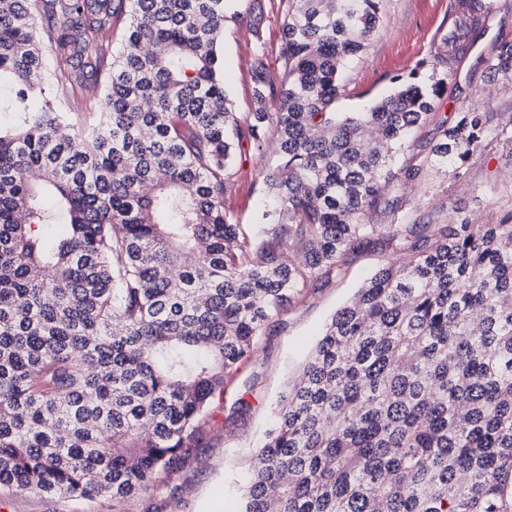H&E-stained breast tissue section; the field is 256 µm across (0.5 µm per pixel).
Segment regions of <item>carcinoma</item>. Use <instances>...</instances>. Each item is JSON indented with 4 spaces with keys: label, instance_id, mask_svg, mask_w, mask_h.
Listing matches in <instances>:
<instances>
[{
    "label": "carcinoma",
    "instance_id": "1",
    "mask_svg": "<svg viewBox=\"0 0 512 512\" xmlns=\"http://www.w3.org/2000/svg\"><path fill=\"white\" fill-rule=\"evenodd\" d=\"M280 84L255 47L252 111L228 107L224 0H0V493L90 505L169 486L268 320L383 229L404 255L336 310L280 396L240 512H512V216L412 224L398 166L448 76L338 112L382 0H281ZM467 32L481 0H460ZM117 34L121 49L103 52ZM64 67L50 70L46 54ZM512 73V44L488 62ZM102 80L75 127L47 97ZM461 168L486 115L440 123ZM247 140L280 162L248 233L224 208ZM381 210L387 224H371Z\"/></svg>",
    "mask_w": 512,
    "mask_h": 512
}]
</instances>
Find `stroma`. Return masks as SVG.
I'll return each mask as SVG.
<instances>
[{
	"mask_svg": "<svg viewBox=\"0 0 512 512\" xmlns=\"http://www.w3.org/2000/svg\"><path fill=\"white\" fill-rule=\"evenodd\" d=\"M451 0H382L378 33L366 53L344 74L341 112H362L391 93L396 78H408L424 58L447 59V90L437 111L456 123L461 112L488 113V138L461 172L426 171L407 190L410 220L449 224L469 220L496 224L512 211V77L490 81L487 61L498 46L512 42V0L493 8L470 36L463 54L449 57L446 38ZM221 51L224 85L237 113L251 111L256 38H263L265 70L281 80L279 56L284 15L279 0H227ZM275 152L260 155L249 145L237 149L236 175L225 208L241 224L256 223L263 205V169L277 165ZM394 257L385 235L348 248L341 279H321L307 297L275 314L259 340L257 354L242 363L213 405L200 438L201 462L189 463L175 478L178 512H239L248 462L272 423L279 395L305 362L335 310Z\"/></svg>",
	"mask_w": 512,
	"mask_h": 512,
	"instance_id": "obj_1",
	"label": "stroma"
}]
</instances>
